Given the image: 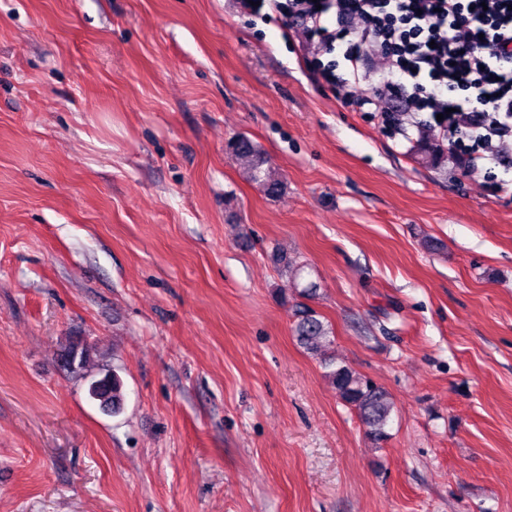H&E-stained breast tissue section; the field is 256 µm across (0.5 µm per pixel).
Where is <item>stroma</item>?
I'll return each mask as SVG.
<instances>
[{
    "mask_svg": "<svg viewBox=\"0 0 512 512\" xmlns=\"http://www.w3.org/2000/svg\"><path fill=\"white\" fill-rule=\"evenodd\" d=\"M344 50L273 0H0V512H512V169L426 163ZM233 150L238 155L252 158L249 169L250 180L263 187L269 195H274L281 191V181L275 176V172L271 167L263 168L267 161L249 139L244 137L237 138L233 143ZM294 316V333L298 342L308 352L321 356L327 370L326 376L339 398L356 411L367 437L375 443L386 439L385 427L390 418L391 405L385 392L350 367L336 365L326 356L332 331L316 311L308 306L296 305ZM64 354V355H63ZM63 359L73 356V362L70 364L65 363V366L71 373L81 375L87 368V363L90 358V350L88 347L76 344V342L69 343L63 350ZM96 383L99 385L96 386ZM122 387L120 378L112 372L111 377L105 374L103 378L93 381L89 388V395L99 402L100 408L112 407V413H115L120 409L123 400Z\"/></svg>",
    "mask_w": 512,
    "mask_h": 512,
    "instance_id": "1",
    "label": "stroma"
}]
</instances>
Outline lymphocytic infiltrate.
Returning <instances> with one entry per match:
<instances>
[{
	"instance_id": "obj_1",
	"label": "lymphocytic infiltrate",
	"mask_w": 512,
	"mask_h": 512,
	"mask_svg": "<svg viewBox=\"0 0 512 512\" xmlns=\"http://www.w3.org/2000/svg\"><path fill=\"white\" fill-rule=\"evenodd\" d=\"M288 14L326 49L346 43L351 72L380 54L385 88L436 115L450 149L466 135L512 155V0H289Z\"/></svg>"
}]
</instances>
